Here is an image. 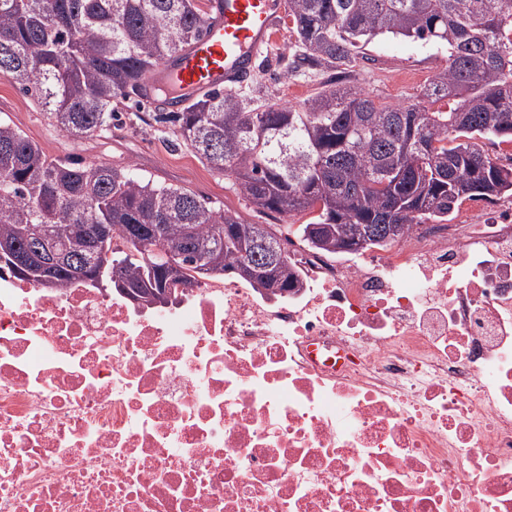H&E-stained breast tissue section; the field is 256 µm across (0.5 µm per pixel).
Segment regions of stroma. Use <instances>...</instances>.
Instances as JSON below:
<instances>
[{"instance_id":"35a3bbf8","label":"stroma","mask_w":512,"mask_h":512,"mask_svg":"<svg viewBox=\"0 0 512 512\" xmlns=\"http://www.w3.org/2000/svg\"><path fill=\"white\" fill-rule=\"evenodd\" d=\"M295 46L288 20H280L276 38L256 62L250 88L257 95L284 106H299L311 97L321 82L336 81L367 93L372 99L392 105L411 102L448 64V48L388 36L375 38L364 57L347 77L328 71L321 77L287 75L284 66ZM134 106L120 107L107 130L74 137L52 125L40 106L10 80L0 77V119L21 130L43 152L55 159H78L106 163L117 168H135L155 182L194 192L219 211L238 214L251 224H281L285 218L260 212L239 193L232 180L211 171L189 149H171L162 134L136 119Z\"/></svg>"}]
</instances>
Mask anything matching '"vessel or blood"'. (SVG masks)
Segmentation results:
<instances>
[{
	"mask_svg": "<svg viewBox=\"0 0 512 512\" xmlns=\"http://www.w3.org/2000/svg\"><path fill=\"white\" fill-rule=\"evenodd\" d=\"M216 17L201 38L149 77L175 104L186 95L246 81L255 59L273 42L284 0H213Z\"/></svg>",
	"mask_w": 512,
	"mask_h": 512,
	"instance_id": "obj_1",
	"label": "vessel or blood"
}]
</instances>
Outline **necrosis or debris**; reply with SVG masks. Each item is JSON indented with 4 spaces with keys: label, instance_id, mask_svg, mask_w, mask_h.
<instances>
[{
    "label": "necrosis or debris",
    "instance_id": "obj_1",
    "mask_svg": "<svg viewBox=\"0 0 512 512\" xmlns=\"http://www.w3.org/2000/svg\"><path fill=\"white\" fill-rule=\"evenodd\" d=\"M143 307L0 268V512H512V204Z\"/></svg>",
    "mask_w": 512,
    "mask_h": 512
}]
</instances>
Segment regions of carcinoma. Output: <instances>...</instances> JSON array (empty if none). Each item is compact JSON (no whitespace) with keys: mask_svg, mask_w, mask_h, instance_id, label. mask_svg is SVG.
Segmentation results:
<instances>
[{"mask_svg":"<svg viewBox=\"0 0 512 512\" xmlns=\"http://www.w3.org/2000/svg\"><path fill=\"white\" fill-rule=\"evenodd\" d=\"M212 0H0V76L73 136L110 126L119 105L143 100L142 82L210 24ZM296 35L288 71L316 75L354 68L380 35L448 46V67L408 105L377 102L329 86L301 106L256 103L212 90L179 112H155L164 142L193 151L234 180L258 211L312 219L266 231L325 252H350L367 225L388 229L448 222L464 200L512 198V167L477 140L512 137V0H286ZM445 103L448 109L436 107ZM92 224L160 229L91 251ZM246 227L181 187L133 168L48 157L0 119V241L30 253L50 230L66 252L55 287L110 275L160 291L163 253L178 256L181 282L222 280L252 255Z\"/></svg>","mask_w":512,"mask_h":512,"instance_id":"1","label":"carcinoma"}]
</instances>
